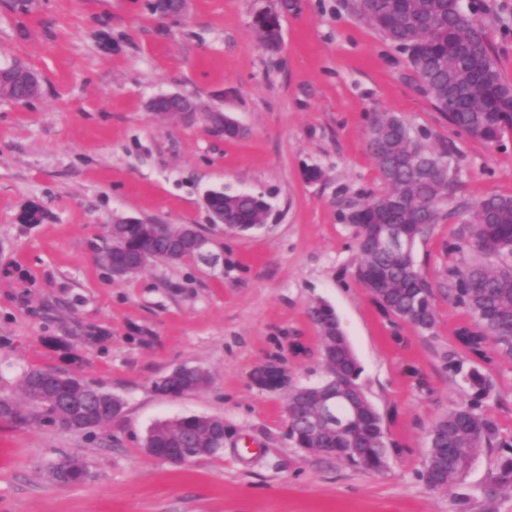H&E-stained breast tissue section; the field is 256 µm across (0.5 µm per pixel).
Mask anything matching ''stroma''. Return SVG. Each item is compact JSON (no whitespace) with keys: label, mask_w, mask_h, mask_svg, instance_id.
Segmentation results:
<instances>
[{"label":"stroma","mask_w":512,"mask_h":512,"mask_svg":"<svg viewBox=\"0 0 512 512\" xmlns=\"http://www.w3.org/2000/svg\"><path fill=\"white\" fill-rule=\"evenodd\" d=\"M354 0H190L152 14L150 0H0V68L38 73L42 91L0 100V388L24 371L77 375L122 397L124 414L85 436L0 424V512H455L453 493L419 478L434 422L464 397L449 359L467 360L471 317L452 294L474 256L460 217L432 225L418 267L435 322L420 332L384 317L355 276V231L342 201L379 190L366 146L375 113L400 116L454 153L460 198L512 195V137L493 147L452 127L423 94L407 56L353 9ZM486 33L512 81V0H482ZM276 15L278 54L258 18ZM184 94L200 112L173 124L148 108ZM221 108L243 133H216ZM321 170L319 181L304 178ZM212 189L265 194L266 224L246 233L211 221ZM118 218L192 224L215 264L156 262L113 279L96 260ZM336 311L361 382L399 449L371 473L295 448L286 402L324 375L307 309ZM212 375L172 399L156 382L181 364ZM280 371L273 386L258 377ZM485 373L483 405L512 441V360ZM224 420V450L181 464L150 455L156 422ZM65 456L91 477L55 482Z\"/></svg>","instance_id":"obj_1"}]
</instances>
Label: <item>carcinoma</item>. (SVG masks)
Returning <instances> with one entry per match:
<instances>
[{
    "mask_svg": "<svg viewBox=\"0 0 512 512\" xmlns=\"http://www.w3.org/2000/svg\"><path fill=\"white\" fill-rule=\"evenodd\" d=\"M362 16L399 49L408 54L422 92L444 113L448 122L490 146H500L512 135V83L498 67L494 45L479 17L464 13L461 0H358ZM263 48L276 53L281 38L272 29L260 32ZM34 71L18 66L0 73V98L18 101L40 92ZM368 150L374 158L381 190L360 195L342 204L340 217L355 227L360 261L358 281L372 295L387 318L409 323L422 332L434 326L432 288L416 265L414 254L397 253L377 244L379 234L396 227L427 233L428 226L442 217V204L454 198L455 171L450 150H435L425 136L414 133L397 115L380 112L369 126ZM211 205L224 210L230 229L248 231L265 223L270 204L261 195L214 191ZM452 212L463 216L468 241L478 255L458 270L453 282L456 303L473 317L476 329H466L461 342L472 355L469 368L453 358L448 372L462 375L473 391L468 398L433 425L420 478L434 491H448L464 485L469 468L484 448L503 445L495 421L482 408L491 384L478 364L494 358L512 359V196L488 195L475 204L457 200ZM191 225L114 224L103 239L99 260L107 267L116 263L134 266L128 275L143 270L144 260L168 261V254L182 248L180 264L202 261L185 242ZM310 319L322 342L324 388L311 396H288V408L295 411L288 422L289 436L296 447L334 457L367 472H381L391 448L382 416L366 395L360 382L362 368L345 336L335 311L319 303L309 309ZM210 372L200 365L164 377L156 383L164 394H191L206 389ZM39 388L48 398L35 403L32 390ZM21 397L0 391L5 412L0 422L39 428L36 421L56 419L67 422L70 407L54 402L64 390L91 412L102 391L80 377L31 368L22 376ZM224 442L220 417L183 416L163 420L149 430L146 444L164 451L187 448L193 456L212 457ZM67 484L83 482L87 466L77 457L69 458ZM512 492V455L503 458L481 488L482 512H496L494 503L503 490Z\"/></svg>",
    "mask_w": 512,
    "mask_h": 512,
    "instance_id": "1",
    "label": "carcinoma"
}]
</instances>
